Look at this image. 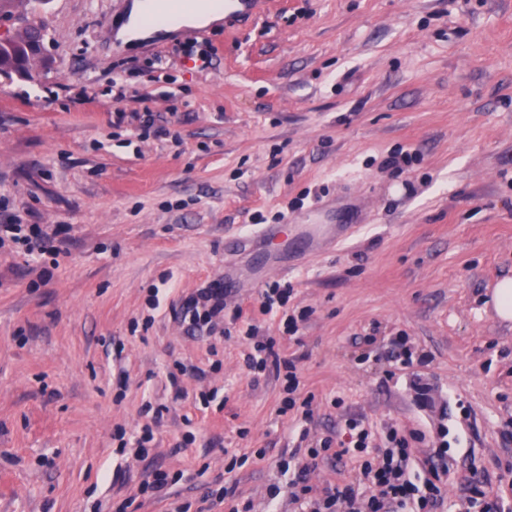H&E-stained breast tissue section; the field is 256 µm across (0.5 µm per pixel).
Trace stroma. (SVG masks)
Segmentation results:
<instances>
[{"label": "stroma", "mask_w": 512, "mask_h": 512, "mask_svg": "<svg viewBox=\"0 0 512 512\" xmlns=\"http://www.w3.org/2000/svg\"><path fill=\"white\" fill-rule=\"evenodd\" d=\"M131 3L0 17L48 32L33 78L0 75V213L62 230L55 260L0 249V512H118L158 470L170 486L136 512H267L282 463L322 495L390 426L420 491L440 489L431 512H512V322L489 301L512 277V0H262L124 46ZM196 41L211 65L152 78L149 59ZM130 69L121 106L168 138L114 126L110 79ZM318 208L319 251L280 244L271 277L224 248ZM228 273L241 318L187 333L185 301ZM270 280L310 310L297 332L261 313ZM251 323L297 366L291 410L285 378L248 366ZM349 419L370 448L338 443ZM327 438L336 465L296 451Z\"/></svg>", "instance_id": "35a3bbf8"}]
</instances>
